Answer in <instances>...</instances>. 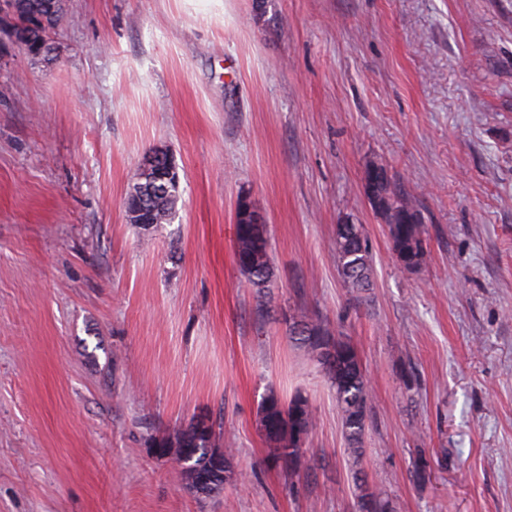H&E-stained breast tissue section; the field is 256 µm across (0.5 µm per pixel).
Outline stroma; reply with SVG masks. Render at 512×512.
Segmentation results:
<instances>
[{"label":"stroma","instance_id":"obj_1","mask_svg":"<svg viewBox=\"0 0 512 512\" xmlns=\"http://www.w3.org/2000/svg\"><path fill=\"white\" fill-rule=\"evenodd\" d=\"M14 26L0 512H354L336 394L288 331L302 308L358 348L363 467L392 512H512V0H65L38 57ZM156 150L181 195L146 233L125 199ZM372 163L415 204L425 265L393 258ZM243 196L269 229L264 308L234 260ZM340 224L371 243L357 301ZM271 392L314 408L309 475L268 461ZM202 417L235 450L212 496L151 446Z\"/></svg>","mask_w":512,"mask_h":512}]
</instances>
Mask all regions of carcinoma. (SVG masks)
Returning a JSON list of instances; mask_svg holds the SVG:
<instances>
[{"label": "carcinoma", "instance_id": "cac0c4a2", "mask_svg": "<svg viewBox=\"0 0 512 512\" xmlns=\"http://www.w3.org/2000/svg\"><path fill=\"white\" fill-rule=\"evenodd\" d=\"M3 9L13 10L24 17L27 25L15 28V35L24 43L45 37L47 30L55 27L62 13L49 15L41 9L44 0H0ZM141 197L155 202V220L158 224H169L175 217L176 203L180 197V186H170L169 191L158 195L159 186L144 176L139 183ZM379 199L384 203L382 216L388 224L391 249L395 259L408 265L419 267L427 256L425 229L421 223L411 225L406 231H400L397 223L398 215L403 210H412V201L404 196L395 186L394 180L387 179L377 191ZM336 261L339 275L344 283L352 288L363 290L370 286L373 272V259L369 240L361 224L346 226V233L336 234ZM234 258L240 270L248 265L254 271L247 275L251 287L256 289L258 297H266L265 288L271 281V258L269 254L267 226L264 224L235 225ZM298 323L313 332L294 335V339L304 347L323 366L325 375L335 390L342 432L347 448L345 452L350 471L357 476L362 472L364 461L363 440L367 419L370 411V386L367 374L362 368L356 347L348 340L334 334L326 324L313 318L305 311L295 314ZM333 349L336 359L326 362L321 358V351ZM262 405L269 406L273 414L278 416L282 431L275 435H266L274 444L270 449V459L274 463L282 462L288 467L290 474L300 476L308 469V458L303 449L292 443L288 431L297 428L307 434L315 423V414L307 398L296 395L288 402L274 392L269 393ZM175 457L185 454L189 459L179 468L183 484L194 493H201L197 483V475L212 473L213 458L218 456L224 460V476L211 481L208 492H216L223 488L224 482L233 474L232 461L234 450L216 447V435L213 428L198 430L189 427L172 439ZM356 512H391L389 500L380 490H369L361 482H355Z\"/></svg>", "mask_w": 512, "mask_h": 512}]
</instances>
